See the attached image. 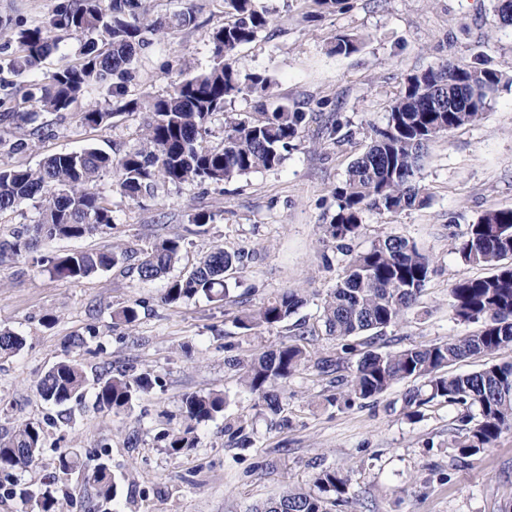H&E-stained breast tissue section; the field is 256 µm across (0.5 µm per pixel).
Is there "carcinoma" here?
Segmentation results:
<instances>
[{
    "instance_id": "carcinoma-1",
    "label": "carcinoma",
    "mask_w": 512,
    "mask_h": 512,
    "mask_svg": "<svg viewBox=\"0 0 512 512\" xmlns=\"http://www.w3.org/2000/svg\"><path fill=\"white\" fill-rule=\"evenodd\" d=\"M254 0H224L231 11L224 26L211 34L212 67L176 84L164 96L132 100L129 112L145 109L152 121L146 143L118 158L96 149L60 153L47 158L35 171L0 169V212L13 209L26 199H39V217L26 234L47 241L82 239L112 228V210L94 191V183L113 174L120 194L132 200L157 183L221 184L258 170L278 168L286 153L296 148L306 122V113L288 111L284 105L262 112L254 121L229 118L224 124L222 145L205 148L201 141L210 132L213 115L224 111L226 100L267 83L258 75L235 68V50L252 42L271 23ZM195 20L191 7L170 15H152L145 0H62L49 26H35L19 33L22 54L8 60L13 72L23 75L41 69L55 43L65 38L86 37L83 60L77 66L45 74L39 85V102L47 112H67L92 87L120 85L113 78L126 73L137 51L148 44L147 34L184 28ZM361 37L337 36L334 52L350 55L359 50ZM501 83V74L481 63L460 65L445 61L407 78L404 90L391 103L386 122L374 127L371 145L347 169L336 186V211L324 225V236L336 243L357 237L367 212L397 214L420 205L417 177L428 145L438 136L480 119L488 97ZM113 113L98 107L81 113L82 123L100 127ZM29 120L26 112L0 113V143L4 135L20 129ZM28 247L23 234L0 241V258L18 256ZM180 240L167 238L142 251L137 273L143 281L165 277L181 258ZM461 259L485 266L491 275L456 282L450 291L454 315L461 322L480 324L477 333L442 344L421 345L398 351L369 349L358 360L344 389L332 398L350 406L376 397L393 384L423 380L405 396L409 415L440 398L463 408L462 421L469 425L454 441L458 456L468 458L491 447L503 431L512 429V363L490 364L466 375H450L445 369L469 356H491L512 347V209L484 212L469 226L459 247ZM247 255L217 247L202 257L188 273L171 278L163 293L167 304H179L204 296L222 301L229 293L227 271L239 272ZM118 262L114 252L93 250L43 256L36 263L59 277L86 278ZM432 272L430 258L409 239L386 235L364 251L350 255L346 274L325 300L321 321L329 336L345 339L371 333L370 344L395 325L402 313L416 305ZM304 304L294 289H285L261 306L236 318L245 331L272 327L289 320ZM295 339L263 352L242 365L244 387L257 395L274 415L281 412L279 386L309 362V353L299 341L304 324H292ZM23 339L10 330H0V355L19 351ZM83 365L68 356L58 360L34 385L36 395L56 406L83 398L86 387ZM158 384L148 372L123 369L97 379L94 397L101 411L131 410L134 400ZM224 394H190L183 399L184 430L166 436L169 455L176 459L194 446V426L224 411ZM44 431L40 423L27 421L12 433L0 436V474L38 465ZM103 450L81 457L64 451L58 468L78 470L96 497L110 501L117 495L116 481ZM313 491L287 489L279 496L254 506L251 512H330L329 506L344 501L348 479L335 470L314 477ZM14 494L34 502L37 512H59L52 483L34 491L18 487Z\"/></svg>"
}]
</instances>
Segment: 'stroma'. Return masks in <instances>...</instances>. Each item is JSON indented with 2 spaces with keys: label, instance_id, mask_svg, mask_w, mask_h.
<instances>
[{
  "label": "stroma",
  "instance_id": "1",
  "mask_svg": "<svg viewBox=\"0 0 512 512\" xmlns=\"http://www.w3.org/2000/svg\"><path fill=\"white\" fill-rule=\"evenodd\" d=\"M60 0H0V50L16 54L19 29L48 24ZM194 5L196 20L153 36L132 62L119 93L98 89L67 112L43 111L28 97L31 77L0 72V97L8 112L31 113L20 130L25 151L0 145V168L34 169L47 157L97 148L119 157L144 143L147 113L123 111L125 102L169 92L179 80L213 63L212 32L229 18L224 0H148L154 15ZM271 24L234 53L235 67L266 78L265 87L227 101L213 116L204 147L220 146L224 120H251L280 104L306 113L297 149L277 169L259 170L220 185L185 183L159 187L133 201L104 173L94 189L112 211V229L83 240L41 241L29 253L0 262V329L23 336L25 347L0 357V435L26 421L41 422L45 448L39 464L0 476V512H31L13 494L14 484L53 482L61 512H250L289 488L309 490L322 470L347 475L346 502L332 512H512V430L492 448L459 463L451 441L465 432L459 408L435 400L407 417L403 398L410 382L350 408L330 405L336 381L349 377L367 339L326 335L319 307L344 274L348 258L324 241L323 226L336 210L334 190L349 165L383 126L386 110L407 77L446 60L484 59L502 74L481 118L435 139L418 183L421 205L394 215L367 213L352 252L385 235L413 241L433 272L418 303L376 344L383 351L444 342L477 332L458 321L450 290L459 280L486 276L464 263L458 248L485 211L512 208V27L499 26L492 0H347L328 9L315 0H256ZM358 33L365 42L348 56L333 52L338 35ZM91 106L113 112L109 125L80 120ZM340 122L344 142L329 135ZM208 215L204 225L196 214ZM180 238V276L217 247L249 252L228 299L199 297L168 305L165 281L144 282L136 265L143 249L161 238ZM89 248L120 253L111 268L73 280L33 263L35 256ZM305 300L297 319L312 334V357L339 362L335 375L301 369L280 389L283 410L270 414L247 391L229 359H249L287 343L286 326L246 332L235 318L284 289ZM137 304L138 320L125 325L116 310ZM86 337L95 354L70 349ZM80 359L88 382L128 366L158 377L157 387L128 413H102L93 394L71 405L70 416L36 396L34 384L65 354ZM223 392V414L199 425L196 443L179 458L165 435L183 422L190 393ZM107 448L118 484L116 499H96L80 474L63 473L57 455L70 448L88 454Z\"/></svg>",
  "mask_w": 512,
  "mask_h": 512
}]
</instances>
